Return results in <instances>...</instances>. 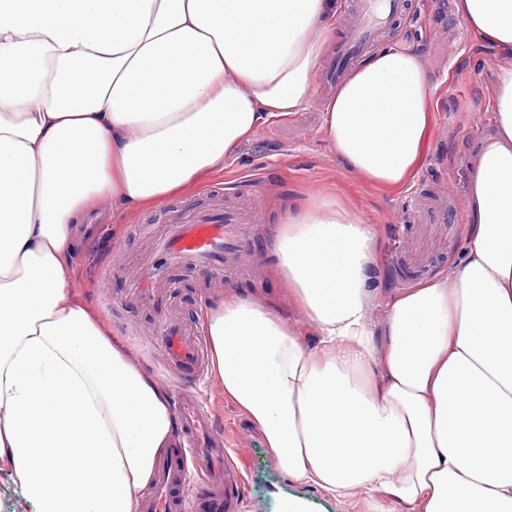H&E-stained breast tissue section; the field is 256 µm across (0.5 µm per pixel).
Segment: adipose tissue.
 <instances>
[{"mask_svg":"<svg viewBox=\"0 0 512 512\" xmlns=\"http://www.w3.org/2000/svg\"><path fill=\"white\" fill-rule=\"evenodd\" d=\"M335 10L0 0V482L28 512H140L174 445L166 392L73 289L79 214L102 196L132 208L185 191L262 117L304 108ZM455 10L512 53V0ZM494 88L464 259L393 297L382 327L368 313L378 230L329 196L289 215L276 244L300 322L253 298L208 312L211 375L295 483L413 512H512V67ZM431 94L419 53L357 67L325 107L345 168L401 184L423 157Z\"/></svg>","mask_w":512,"mask_h":512,"instance_id":"1","label":"adipose tissue"}]
</instances>
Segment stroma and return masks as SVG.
<instances>
[{"label":"stroma","instance_id":"obj_1","mask_svg":"<svg viewBox=\"0 0 512 512\" xmlns=\"http://www.w3.org/2000/svg\"><path fill=\"white\" fill-rule=\"evenodd\" d=\"M418 50L434 88L432 128L424 158L400 185L385 187L352 175L332 150L324 112L330 92L313 91L308 104L285 119L261 123L251 138L224 160L223 171L179 195L143 209L116 211L102 199L79 219L80 244L71 257L76 292L99 314L112 340L132 350L140 368L164 383L165 356L156 338V314L135 293L154 260V236L172 219L212 204L251 211L243 229L240 270H177L163 288L193 333H202L206 311L227 296L254 297L286 318L297 315L275 255V242L290 213L320 193L350 206L376 225L377 266L370 315L385 318V303L408 288L406 269L427 276L447 272L464 255L468 231L469 162L492 128L494 72L512 66V55L483 44L460 20L454 0H408L406 10L370 47ZM215 415L216 426L236 435L233 460L245 483L239 512H284L295 501L302 512H375L358 493L332 498L320 487L298 485L265 444L260 432L209 374L186 378Z\"/></svg>","mask_w":512,"mask_h":512}]
</instances>
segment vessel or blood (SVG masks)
<instances>
[{
	"label": "vessel or blood",
	"instance_id": "b4317fda",
	"mask_svg": "<svg viewBox=\"0 0 512 512\" xmlns=\"http://www.w3.org/2000/svg\"><path fill=\"white\" fill-rule=\"evenodd\" d=\"M403 0H366L367 20L353 29L342 45V65L333 67L327 78L339 84L345 62L361 54L374 40L378 30L390 18L400 14ZM240 217L215 211L182 224L173 225L156 241V252L165 265L228 271L239 263L236 234ZM169 372H196L203 365L205 352L201 339L184 335L177 322L161 314L158 325ZM176 416L181 431L188 437L183 453L157 463L153 493L147 512H168L171 497L186 483H194L196 496L234 512L244 487V477L234 465L229 444L214 426L213 415L190 391L177 394Z\"/></svg>",
	"mask_w": 512,
	"mask_h": 512
}]
</instances>
